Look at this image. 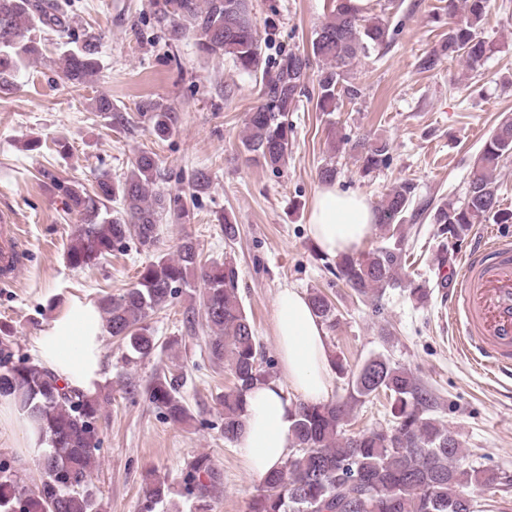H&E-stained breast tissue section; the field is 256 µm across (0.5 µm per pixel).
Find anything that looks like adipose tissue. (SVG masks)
Listing matches in <instances>:
<instances>
[{
	"label": "adipose tissue",
	"mask_w": 512,
	"mask_h": 512,
	"mask_svg": "<svg viewBox=\"0 0 512 512\" xmlns=\"http://www.w3.org/2000/svg\"><path fill=\"white\" fill-rule=\"evenodd\" d=\"M375 216L365 199L336 186H321L309 216V234L324 253L354 252L371 234ZM274 334L280 376L257 384L246 395V425L239 438L246 465L256 480L292 452L291 428L297 401L318 403L331 394L333 369L327 333L306 297L297 289L280 290ZM103 329L93 302L70 299L35 342V362L60 385L95 395L103 373Z\"/></svg>",
	"instance_id": "1"
}]
</instances>
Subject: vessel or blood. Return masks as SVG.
I'll return each mask as SVG.
<instances>
[{
	"label": "vessel or blood",
	"instance_id": "1",
	"mask_svg": "<svg viewBox=\"0 0 512 512\" xmlns=\"http://www.w3.org/2000/svg\"><path fill=\"white\" fill-rule=\"evenodd\" d=\"M23 239L17 224L0 215V281L22 270ZM448 307L458 317L460 351L497 374L512 375V241L494 233L475 239L461 258Z\"/></svg>",
	"mask_w": 512,
	"mask_h": 512
}]
</instances>
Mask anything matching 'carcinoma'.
<instances>
[{
  "label": "carcinoma",
  "mask_w": 512,
  "mask_h": 512,
  "mask_svg": "<svg viewBox=\"0 0 512 512\" xmlns=\"http://www.w3.org/2000/svg\"><path fill=\"white\" fill-rule=\"evenodd\" d=\"M488 0H448V14L461 19L448 30L440 47L423 61L431 69L443 56L465 59L470 68L480 65L492 47L478 35ZM156 21L169 39L179 41L192 33L197 51L207 57H231L246 72H262L258 103L248 113L244 151L250 160L273 171L288 161L294 127L288 113L309 78L311 58L323 62L317 79L316 105L331 115L340 94L350 97L358 90L346 82L348 68L360 56L387 43L386 23L368 18L352 0H336L328 21L311 42V52H284L273 66H262L261 45L249 0H152ZM53 33L65 40L61 54L63 77L77 86L100 72V37L81 35L72 25L71 0H0V91L15 84L16 72L38 52L34 33ZM95 111L128 123L112 108L107 97L95 99ZM137 111L150 123V133L159 140L177 129L176 110L146 100ZM360 172L368 176L389 163V145L380 139L362 138L351 145ZM512 156V118L504 119L486 140L470 172L464 202H446L437 207L433 223L459 240L477 224H512V210L500 208L494 173ZM65 206L83 214L67 248L74 269L92 267L127 240H137L141 251L151 255L134 285L102 306L106 328L120 338L129 351L128 361L150 356L157 348L149 318L168 306L189 286L188 273L200 271L204 286L202 305L207 327L213 332L209 351L213 358L229 361L233 387L218 397L223 416L224 439L235 441L245 426L246 394L256 384L273 377L271 364L258 362V344L253 325L239 300L238 271L230 260L204 265L195 243L187 238L176 254L154 255L162 213L189 216L180 195L166 196L158 188L160 170L155 155L139 154L131 169L112 180H98V190L89 195L75 183L60 180L46 171ZM414 185H392L375 209V226L391 241L372 252L336 257L339 277L362 298L375 299L388 287L404 286L421 301L425 289L400 270L404 215L413 197ZM115 201L120 208L100 213L101 200ZM309 302L322 322L336 323V308L322 293L313 292ZM49 370L26 358L14 359L10 336H0V395H11L22 414L47 437L51 450L44 453L40 486L30 490L11 470L0 464V512H99L90 483L93 455L101 445L96 420L101 401L66 386ZM351 401L299 403L292 426L294 453L261 482L250 503V512H475L473 499L462 488L475 482L489 487L496 480L491 471L464 467L463 449L456 434L429 415L430 399L407 370L382 354L366 359L351 373ZM384 394L389 401L393 425L344 435L351 402ZM149 399L174 424L189 417L179 397V382L166 373L156 376L148 389ZM184 494L199 512L223 492V479L212 458L203 453L183 472ZM167 480L145 475L141 512L155 508L169 495Z\"/></svg>",
  "instance_id": "cac0c4a2"
}]
</instances>
